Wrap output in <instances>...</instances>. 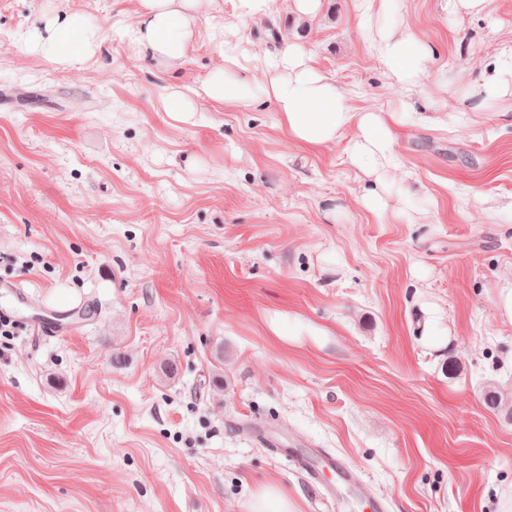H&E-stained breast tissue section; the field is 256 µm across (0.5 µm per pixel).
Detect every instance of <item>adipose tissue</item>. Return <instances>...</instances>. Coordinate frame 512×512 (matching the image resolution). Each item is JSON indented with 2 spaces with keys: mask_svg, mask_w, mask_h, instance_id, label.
Returning <instances> with one entry per match:
<instances>
[{
  "mask_svg": "<svg viewBox=\"0 0 512 512\" xmlns=\"http://www.w3.org/2000/svg\"><path fill=\"white\" fill-rule=\"evenodd\" d=\"M140 2L142 11L133 30L137 47L169 60L181 58L197 0ZM95 44L94 32L78 13L67 16L50 36L54 56L68 62L81 61ZM377 52L381 66L397 81L418 83L425 57L411 36L383 38ZM265 67L274 73L268 92L291 140L314 151L336 142L347 128L355 126L359 129L353 147L355 161L372 171L391 162L396 135L380 114L356 112L335 85L308 67L292 49L267 59Z\"/></svg>",
  "mask_w": 512,
  "mask_h": 512,
  "instance_id": "1",
  "label": "adipose tissue"
}]
</instances>
